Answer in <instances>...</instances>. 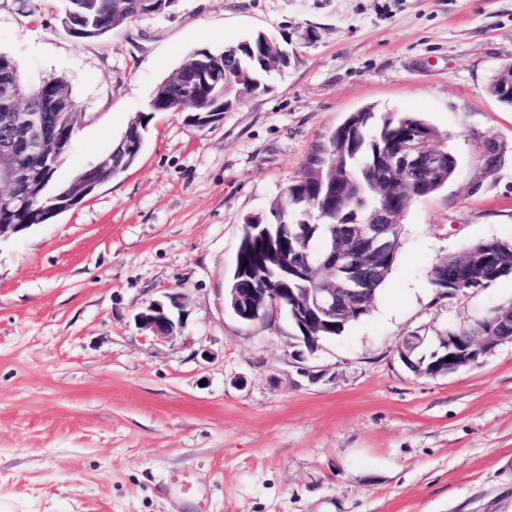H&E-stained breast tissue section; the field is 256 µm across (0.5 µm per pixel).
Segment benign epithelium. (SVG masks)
<instances>
[{"mask_svg":"<svg viewBox=\"0 0 512 512\" xmlns=\"http://www.w3.org/2000/svg\"><path fill=\"white\" fill-rule=\"evenodd\" d=\"M233 60L237 70L247 73L250 61L240 57L239 47L217 56L194 51L189 59L177 69L174 79L154 88L152 98L160 100L166 112L196 111L202 98L212 94L224 83V59ZM259 60L269 72H282L289 63V52L283 44L266 34L258 44ZM496 98L512 99V67L498 75ZM59 95L53 84L43 85L36 102H31L30 92L17 80L0 84V212L11 206L15 195L26 203H32L51 216L70 205L57 200L44 199L47 176L60 160L66 146L70 145L74 128L59 126L60 113L56 112ZM143 140L140 117L130 122L122 142L112 152L82 174L70 187V195L83 198L104 184L112 176L126 168V157L138 152ZM448 148L437 137L431 139L421 130L409 128L398 148L384 149L387 172L401 171L408 181L414 182L417 175L436 160L447 154ZM280 267L286 269L309 267L311 263L303 252L296 250L278 255ZM331 268L325 287L314 292L304 288L288 295L278 288H266L259 294L253 288H237L233 295V308L243 322H256L267 317L269 312L284 309L289 312L293 325L303 329V343L312 354L318 349L319 332L325 325L336 321V309L348 312L360 307L358 301L361 282L351 280L344 285L336 283V259L330 260ZM184 302L180 293L166 292L162 298L150 301L136 316L141 328L154 336H173L184 322ZM489 326L485 336L472 339V348L455 350L459 337L450 334L440 339V350L445 358L430 364L435 374H449L462 367L476 363L498 345L512 342V336L494 333Z\"/></svg>","mask_w":512,"mask_h":512,"instance_id":"benign-epithelium-1","label":"benign epithelium"}]
</instances>
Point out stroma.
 Segmentation results:
<instances>
[{"mask_svg":"<svg viewBox=\"0 0 512 512\" xmlns=\"http://www.w3.org/2000/svg\"><path fill=\"white\" fill-rule=\"evenodd\" d=\"M61 0H0V54L78 105L54 181L107 155L199 48L257 31L297 56L223 122L151 114L137 163L0 243V502L11 512H512V343L445 375L399 358L512 302V278L440 296L432 266L512 241V0H180L75 41ZM418 112L458 161L407 201L369 315L306 359L285 311L224 305L247 216L268 212L349 113ZM148 112V111H147ZM169 290V338L136 314Z\"/></svg>","mask_w":512,"mask_h":512,"instance_id":"35a3bbf8","label":"stroma"}]
</instances>
